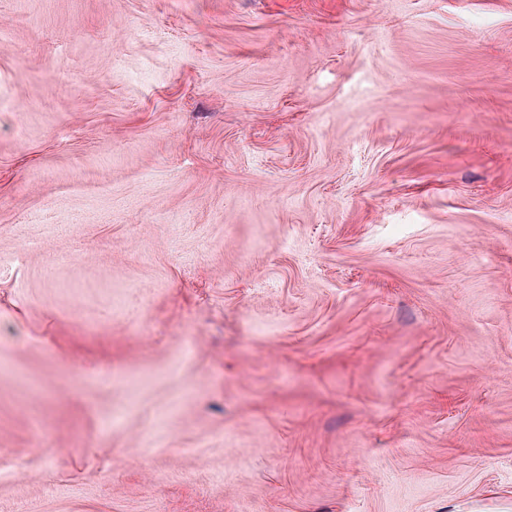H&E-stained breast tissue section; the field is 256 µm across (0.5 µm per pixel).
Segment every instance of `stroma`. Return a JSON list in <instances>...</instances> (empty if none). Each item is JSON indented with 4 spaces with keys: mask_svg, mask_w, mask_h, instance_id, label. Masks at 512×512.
<instances>
[{
    "mask_svg": "<svg viewBox=\"0 0 512 512\" xmlns=\"http://www.w3.org/2000/svg\"><path fill=\"white\" fill-rule=\"evenodd\" d=\"M512 501V0H0V512Z\"/></svg>",
    "mask_w": 512,
    "mask_h": 512,
    "instance_id": "1",
    "label": "stroma"
}]
</instances>
